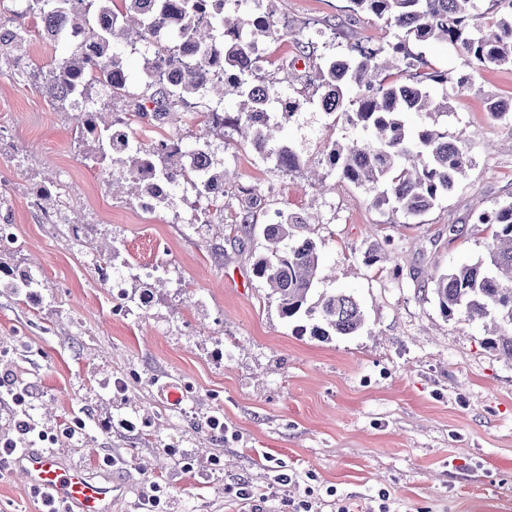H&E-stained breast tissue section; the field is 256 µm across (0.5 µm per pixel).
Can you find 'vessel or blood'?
Segmentation results:
<instances>
[{
	"label": "vessel or blood",
	"instance_id": "1",
	"mask_svg": "<svg viewBox=\"0 0 512 512\" xmlns=\"http://www.w3.org/2000/svg\"><path fill=\"white\" fill-rule=\"evenodd\" d=\"M10 468L63 512H116L130 491L124 480L111 474L92 477L48 448L24 449L12 459Z\"/></svg>",
	"mask_w": 512,
	"mask_h": 512
}]
</instances>
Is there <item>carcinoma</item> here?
<instances>
[{
  "label": "carcinoma",
  "mask_w": 512,
  "mask_h": 512,
  "mask_svg": "<svg viewBox=\"0 0 512 512\" xmlns=\"http://www.w3.org/2000/svg\"><path fill=\"white\" fill-rule=\"evenodd\" d=\"M121 6H116V2ZM263 0H25V10L39 19L43 29L59 30L67 25L81 29L83 41L73 43L70 52L53 60L45 69L34 70L55 105L72 106L78 94L84 111L76 117V139L92 140L96 160L107 163L112 183L138 180L142 161L150 159L154 171L177 182L191 177L189 159L207 146V131L199 133L200 143L188 150H170L159 143L145 150L137 144L124 153L110 151L113 128L99 120L94 103L96 87L113 97L135 99L138 116L164 122L171 111L183 109L190 119L216 116L198 112L197 100L211 90L226 94L230 88L238 97L236 112L224 114L223 126L250 138L254 149L283 171L299 165L296 151L280 136L283 122L300 107L290 102L281 111L265 114L281 102L277 83L258 74L249 65L251 43L226 38L243 29L236 17L240 7L252 6L250 27L255 34L270 35L276 26L272 12L261 9ZM355 14H367L398 30L399 42L392 54L369 44L358 45L342 58L313 57L320 87L319 107L331 116L362 132L349 144L332 141L327 147V164L339 179L361 187L372 195V204L383 211L420 216L451 193L466 176L471 160L462 133H448L438 120L448 114V97L434 95V85L445 82L437 72H423L422 53H413L409 43L423 47L444 42L460 47L479 67L512 65V0H492L497 19L483 20L476 13L477 0H349ZM111 15L103 26L101 11ZM169 24L177 31L175 41L155 43L156 30ZM136 40L156 44L144 73L143 94L130 92L128 75L115 45ZM27 41L26 33L0 24V46L17 49ZM192 47L195 58L180 55V45ZM237 72L227 80L211 75V67ZM410 113L432 119L429 126L412 128ZM478 224H495L499 230L488 260L454 267L430 278L431 294L441 314L468 322L488 319L494 324L492 348L512 361V203L476 216ZM308 225L300 216L284 215L266 224L262 235L265 251L256 256L254 275L277 296L281 318L291 321L318 312L319 323L310 335L319 338L351 335L364 323L355 298L343 292L321 295L307 306L320 270L316 242L297 240L295 230Z\"/></svg>",
  "instance_id": "1"
}]
</instances>
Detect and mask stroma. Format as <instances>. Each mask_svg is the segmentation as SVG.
<instances>
[{
    "label": "stroma",
    "instance_id": "stroma-1",
    "mask_svg": "<svg viewBox=\"0 0 512 512\" xmlns=\"http://www.w3.org/2000/svg\"><path fill=\"white\" fill-rule=\"evenodd\" d=\"M347 5L267 4L288 31L257 42L266 77L294 64L288 94L301 107L284 137L300 169L283 174L236 131L214 129L224 208L183 206L175 218L113 193L94 143H76L71 113L32 76L62 45L42 40L38 19L8 13L28 40L0 57V224L16 239L0 251V440L21 439L26 420L90 475H104V456L121 458L132 491L118 512H289L301 501L313 512H512V361L489 347L482 322L444 318L423 282L485 259L493 229L475 218L512 202V121L487 110L512 93V66L478 69L450 45L425 47L427 70L447 76L436 87L451 107L443 123L465 132L472 166L426 214L390 218L363 189L340 181L326 193L310 178L329 141L357 132L319 108L302 44L343 57L366 40H395V29ZM98 101L145 148L192 141L198 129L151 123L104 92ZM39 185L61 193L78 227L44 223L49 203L31 195ZM278 210L310 218L323 269L313 293L353 294L365 314L357 333L300 336L296 325L316 316L280 317L253 273L260 228ZM112 246L130 263L163 267L166 285L149 306L120 301L100 280L99 256ZM30 268L40 288L16 293ZM168 383L180 402L168 401ZM281 473L290 483H277ZM40 510L1 468L0 512Z\"/></svg>",
    "mask_w": 512,
    "mask_h": 512
}]
</instances>
